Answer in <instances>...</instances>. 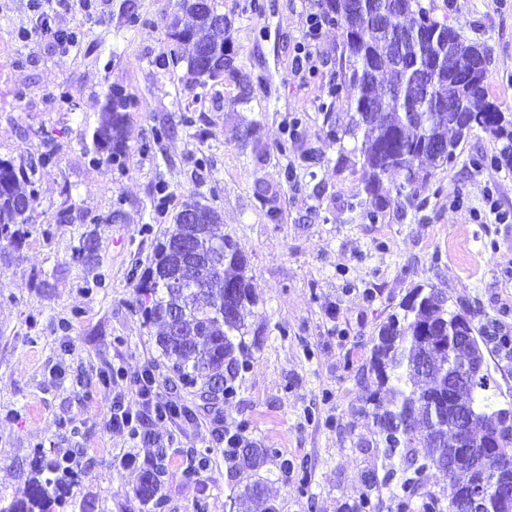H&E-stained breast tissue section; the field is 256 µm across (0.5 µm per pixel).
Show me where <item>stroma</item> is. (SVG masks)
Segmentation results:
<instances>
[{
  "label": "stroma",
  "instance_id": "stroma-1",
  "mask_svg": "<svg viewBox=\"0 0 512 512\" xmlns=\"http://www.w3.org/2000/svg\"><path fill=\"white\" fill-rule=\"evenodd\" d=\"M180 0H0V160L34 167V230L0 255V497H22L32 449L82 451L81 496L94 512H145L132 490L152 451L108 426L113 394L130 409L136 378L170 373L136 313L135 284L187 200L217 211L248 258L255 340L229 399L208 404L178 389L190 418L159 421L172 436L161 512H228L230 485L258 480L252 512H341L361 477L381 469L373 425L360 412L371 382V338L415 286L447 293L476 325L512 336V167L475 168L493 154L476 128L455 163L419 185V214L354 217L361 189L351 139L327 135L350 95L333 97L343 54L327 24L316 68L298 73L296 47L319 0H214L230 21L237 76L199 85L175 63L168 23ZM437 20L492 53L490 100L512 113V0H420ZM133 99L126 148L95 160L92 133L110 90ZM256 137L243 141L244 126ZM287 153H280V143ZM54 158L39 164V157ZM280 192L271 220L256 184ZM497 204L508 219L496 223ZM119 220L105 223L113 210ZM96 231L105 287L86 283L70 247ZM71 321L69 332L56 331ZM277 449L256 472L233 473L218 429ZM134 450L136 460L122 455ZM306 462L282 475V460Z\"/></svg>",
  "mask_w": 512,
  "mask_h": 512
}]
</instances>
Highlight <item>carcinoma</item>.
Returning a JSON list of instances; mask_svg holds the SVG:
<instances>
[{"mask_svg": "<svg viewBox=\"0 0 512 512\" xmlns=\"http://www.w3.org/2000/svg\"><path fill=\"white\" fill-rule=\"evenodd\" d=\"M331 20L342 30L343 56L336 90L352 94V113L344 125L330 132L340 141L353 139L359 154L363 193L348 203L371 224L378 223L389 201L378 187L383 177L397 174L395 204L416 214L426 208L419 198V181L429 168L450 165L457 150L475 127L503 141L501 155L512 159V119L488 99L486 74L491 64L489 48L454 33L450 26L430 16L419 0H323ZM187 3L174 16L169 37L177 44L195 82L204 84L224 74L236 73L227 31L218 49L224 50V69L203 64L202 48L181 28ZM397 13L422 33L403 44L404 64H394L392 43L382 31L379 12ZM441 60V70L427 91L412 85L415 68ZM455 109L448 110V98ZM131 99L121 89L109 94L101 121L93 133L95 151L114 161L125 145L126 112ZM24 170L0 160V251L19 249L29 234L27 221L35 210V192L20 186ZM221 216L195 200L187 201L175 215L172 227L156 245L153 260L140 275L136 292L144 325L154 330L156 345L174 377L204 400L216 402L235 392L232 382L247 368L252 345L246 341L243 312L255 303L248 260L236 242L221 231ZM98 239L91 231L81 234L71 248L73 263L92 276L96 287L105 286L99 271ZM186 280L184 288H167L166 280ZM373 338L369 359L372 388L362 412L371 417L375 447L389 462L384 476L369 471L362 483L369 489L386 488L396 501V512H465L462 490L478 487L485 497V512H499L492 474L474 466L458 448L466 438L474 453L512 459V425L499 419L500 405L488 382L455 386V368L469 357L468 348L456 347L453 337L462 327L486 345L512 358V338L488 336L468 315L448 309V297L417 286L399 304ZM471 408L466 429L448 414V401ZM504 432L501 445L489 448L487 432L496 425ZM246 425L224 428V461L235 472L254 471L278 454L246 435ZM448 472V488L439 497L427 490L423 476L429 469ZM81 461L48 460L33 450V476L27 497L0 504V512H57L76 498ZM163 468L151 462L143 468L134 496L156 507ZM259 482L245 485L230 496L232 512H250L249 504L261 499Z\"/></svg>", "mask_w": 512, "mask_h": 512, "instance_id": "carcinoma-1", "label": "carcinoma"}]
</instances>
